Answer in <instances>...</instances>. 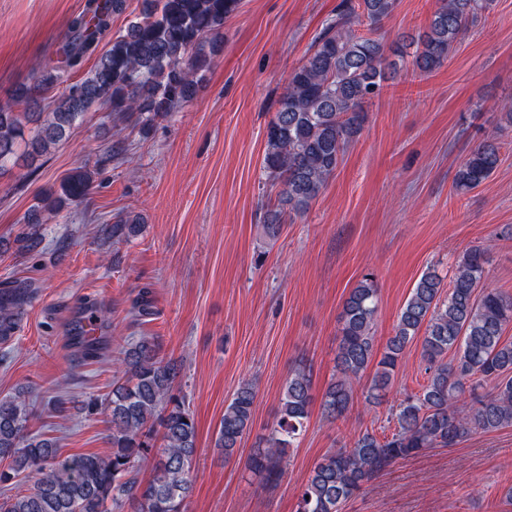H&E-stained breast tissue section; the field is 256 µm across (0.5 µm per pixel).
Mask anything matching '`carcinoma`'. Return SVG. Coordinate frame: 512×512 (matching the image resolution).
<instances>
[{
    "label": "carcinoma",
    "instance_id": "1",
    "mask_svg": "<svg viewBox=\"0 0 512 512\" xmlns=\"http://www.w3.org/2000/svg\"><path fill=\"white\" fill-rule=\"evenodd\" d=\"M125 2L87 0L69 26L65 67L43 68L34 86L16 91L14 105L0 106V171L20 161L34 163L95 105L123 118L156 117L190 101L197 92L194 76L212 62L206 44L220 38L224 21L241 5V0H144L142 12L112 36L94 68L66 85L40 119L31 108L63 83L65 69L79 67L95 52ZM491 2L441 0L427 28L402 36L394 53L403 59L411 47L415 69L435 70ZM397 6L398 0H341L313 51L289 72L266 133L265 170L282 185L277 202L266 204L263 229L269 240L281 235L285 213L306 212L363 130L364 103L388 80L376 32ZM15 105L26 111H15ZM499 163L498 142L482 140L456 171V191L476 188ZM92 183V173L78 167L42 201L58 214L83 201ZM25 225L17 239L23 250L32 251L41 242L40 223L28 219ZM136 228L132 220L120 218L110 232L113 239L127 241ZM486 263V251L472 248L456 261L449 284L434 269L421 274L362 395L373 404L385 399L419 336L426 385L397 398L390 437L381 440L365 431L349 446L323 455L303 486L296 512H340L344 502L395 462L428 448H452L473 432L512 426V342L503 337L512 324V296L486 283ZM377 309V283L367 274L343 303L336 372L321 403L331 423L348 411L354 381L373 360ZM159 350L155 337L141 336L114 359L119 379L104 406L112 448L106 456H60L51 440L27 433L31 411L25 392L0 399V460H9L0 468V484L22 473L33 478L28 492L0 502V512H108L110 504L130 512H183L195 480L196 422L176 386L178 362L160 357ZM311 390L309 370L301 364L289 373L276 420L248 460L254 475L267 482L283 476L287 449L309 423ZM255 402L253 386L243 382L224 408L215 440L224 459L234 456L250 431ZM146 461L152 462V477L144 484L139 473Z\"/></svg>",
    "mask_w": 512,
    "mask_h": 512
}]
</instances>
